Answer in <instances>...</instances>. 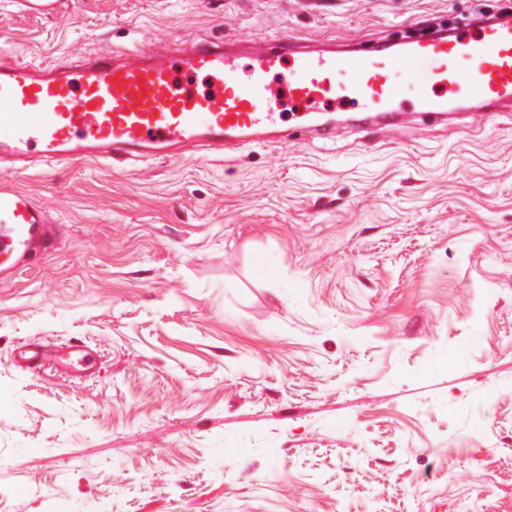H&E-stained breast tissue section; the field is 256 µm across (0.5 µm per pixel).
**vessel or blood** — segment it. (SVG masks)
I'll use <instances>...</instances> for the list:
<instances>
[{
	"mask_svg": "<svg viewBox=\"0 0 512 512\" xmlns=\"http://www.w3.org/2000/svg\"><path fill=\"white\" fill-rule=\"evenodd\" d=\"M409 87L427 120L445 119L458 101L512 109V20L419 32L384 44L360 67L335 49L208 38L40 66L1 62L0 127L11 134L0 138V173L22 174L37 159L182 157L236 141L326 139L335 123L314 116L339 107L389 127L402 121ZM286 102L297 108L289 125L282 122ZM51 233L47 211L1 181V286L45 249Z\"/></svg>",
	"mask_w": 512,
	"mask_h": 512,
	"instance_id": "obj_1",
	"label": "vessel or blood"
}]
</instances>
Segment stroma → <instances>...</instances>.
Masks as SVG:
<instances>
[{
	"mask_svg": "<svg viewBox=\"0 0 512 512\" xmlns=\"http://www.w3.org/2000/svg\"><path fill=\"white\" fill-rule=\"evenodd\" d=\"M512 0H0V58L371 48ZM0 285V512H512V112L42 162ZM87 345L93 375L13 355ZM47 211L31 195L0 182V285L9 284L46 248L52 233Z\"/></svg>",
	"mask_w": 512,
	"mask_h": 512,
	"instance_id": "1",
	"label": "stroma"
}]
</instances>
